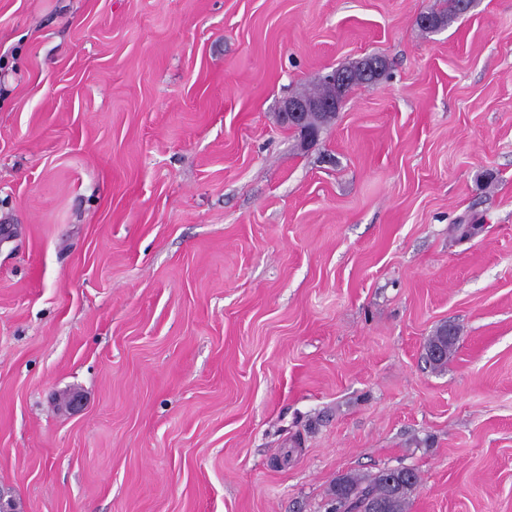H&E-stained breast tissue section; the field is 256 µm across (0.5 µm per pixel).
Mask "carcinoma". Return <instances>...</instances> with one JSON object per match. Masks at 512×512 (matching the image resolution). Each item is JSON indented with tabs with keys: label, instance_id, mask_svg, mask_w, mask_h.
I'll return each instance as SVG.
<instances>
[{
	"label": "carcinoma",
	"instance_id": "obj_1",
	"mask_svg": "<svg viewBox=\"0 0 512 512\" xmlns=\"http://www.w3.org/2000/svg\"><path fill=\"white\" fill-rule=\"evenodd\" d=\"M370 62L377 64L382 76L385 62L376 56L366 57L352 65L353 74L347 89L365 83L367 78L360 66ZM459 335L457 328L444 325L429 337L426 349L430 350L442 345L443 355L440 358L427 356L429 363L435 368L443 367L456 346ZM420 482V476L410 468L387 469L376 475L370 482L364 484L358 479L342 477L336 481L333 489L335 502L343 512H407L410 497Z\"/></svg>",
	"mask_w": 512,
	"mask_h": 512
}]
</instances>
